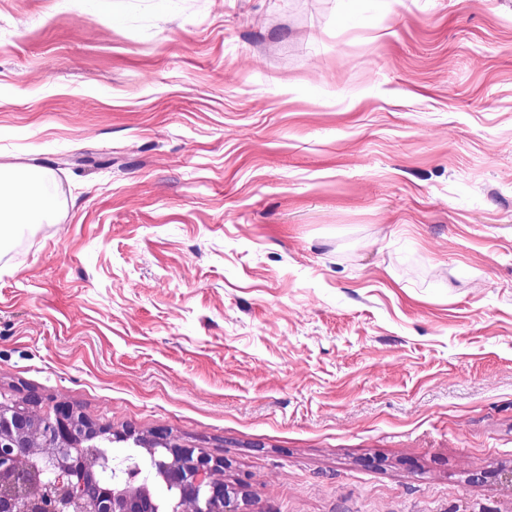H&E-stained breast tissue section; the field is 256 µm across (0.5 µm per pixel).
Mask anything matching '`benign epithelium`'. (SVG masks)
Wrapping results in <instances>:
<instances>
[{"instance_id":"1","label":"benign epithelium","mask_w":512,"mask_h":512,"mask_svg":"<svg viewBox=\"0 0 512 512\" xmlns=\"http://www.w3.org/2000/svg\"><path fill=\"white\" fill-rule=\"evenodd\" d=\"M37 403L34 395L22 402H0V486L41 475L43 455L51 463L52 486L58 492L10 500L0 505L6 512H63L71 506L80 512H240L224 485V459L177 444L164 430L138 443L151 454L157 448L168 452L157 461L156 475L177 492L169 510L161 509L148 478L131 480L123 488L103 486L95 476L98 460L86 457L80 447L104 432L67 405L55 406L53 422L47 425L46 417L33 410Z\"/></svg>"}]
</instances>
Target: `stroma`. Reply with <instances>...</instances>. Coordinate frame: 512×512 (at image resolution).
<instances>
[{
  "instance_id": "stroma-1",
  "label": "stroma",
  "mask_w": 512,
  "mask_h": 512,
  "mask_svg": "<svg viewBox=\"0 0 512 512\" xmlns=\"http://www.w3.org/2000/svg\"><path fill=\"white\" fill-rule=\"evenodd\" d=\"M0 0V395L224 458L241 512H512V0ZM55 4L60 11L103 15L110 23L117 21L112 13V0H57ZM48 173L28 169L21 173L0 166V236L17 224H36L50 212V199L39 191Z\"/></svg>"
}]
</instances>
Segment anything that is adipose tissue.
<instances>
[{
	"label": "adipose tissue",
	"instance_id": "obj_1",
	"mask_svg": "<svg viewBox=\"0 0 512 512\" xmlns=\"http://www.w3.org/2000/svg\"><path fill=\"white\" fill-rule=\"evenodd\" d=\"M48 173L28 169L16 173L0 167V234L19 224H36L50 212L51 202L40 188Z\"/></svg>",
	"mask_w": 512,
	"mask_h": 512
}]
</instances>
